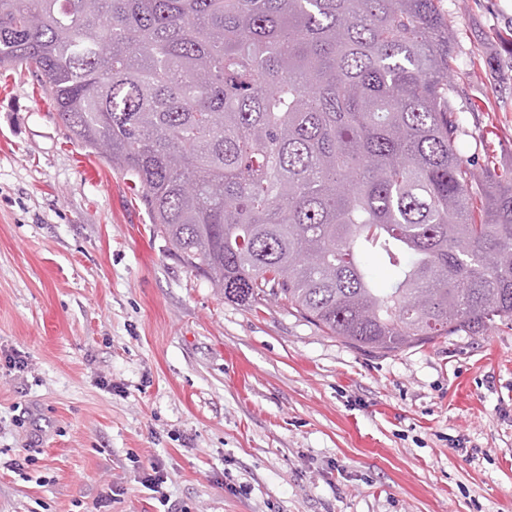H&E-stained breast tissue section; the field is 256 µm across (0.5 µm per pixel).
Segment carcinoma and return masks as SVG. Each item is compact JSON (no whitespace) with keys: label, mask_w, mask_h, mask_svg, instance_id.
Returning a JSON list of instances; mask_svg holds the SVG:
<instances>
[{"label":"carcinoma","mask_w":512,"mask_h":512,"mask_svg":"<svg viewBox=\"0 0 512 512\" xmlns=\"http://www.w3.org/2000/svg\"><path fill=\"white\" fill-rule=\"evenodd\" d=\"M453 61L440 0H0V66L184 267L383 354L512 320V170L459 154Z\"/></svg>","instance_id":"carcinoma-1"}]
</instances>
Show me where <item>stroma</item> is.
<instances>
[{
    "mask_svg": "<svg viewBox=\"0 0 512 512\" xmlns=\"http://www.w3.org/2000/svg\"><path fill=\"white\" fill-rule=\"evenodd\" d=\"M440 8L458 150L512 168V0ZM17 351L0 512H512V321L380 355L225 299L24 67L0 69V364Z\"/></svg>",
    "mask_w": 512,
    "mask_h": 512,
    "instance_id": "stroma-1",
    "label": "stroma"
}]
</instances>
